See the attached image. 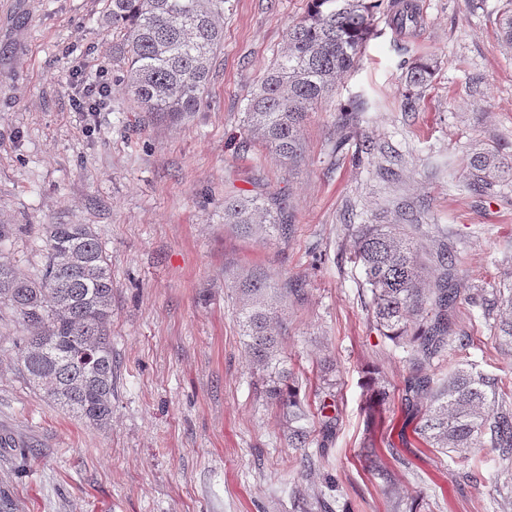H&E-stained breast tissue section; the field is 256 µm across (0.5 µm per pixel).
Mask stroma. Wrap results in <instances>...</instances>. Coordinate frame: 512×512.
<instances>
[{
  "label": "stroma",
  "mask_w": 512,
  "mask_h": 512,
  "mask_svg": "<svg viewBox=\"0 0 512 512\" xmlns=\"http://www.w3.org/2000/svg\"><path fill=\"white\" fill-rule=\"evenodd\" d=\"M415 2L420 27L398 33L376 19L379 37L311 112L289 168L250 130L245 107L307 0H230L203 103L173 123L145 121L117 81L96 118L73 109L74 69L91 79L112 66L106 0H0V225L11 230L0 259L38 278L43 225H94L112 264L117 367L112 422L100 430L29 385L27 330L0 310V484L22 512H295L299 488L319 497L314 512H512L494 461L476 478L469 459L419 442L401 401L406 354L370 321L349 260L358 225L396 223L410 207L424 257L442 236L453 242L460 287L512 281V181L481 194L467 186L474 150L512 156L502 0ZM422 56L438 69L410 106L405 61ZM356 103L359 121L345 125L340 111ZM368 141L392 146L397 162L358 159ZM260 191L285 197L288 237L262 241L225 223V197ZM254 274L301 289L280 305L279 340L310 411L323 381L338 383V429L311 445L300 483L240 327L238 290ZM455 323L473 339L464 359L512 387V353L496 349L481 309L460 303ZM372 376L392 398L370 428Z\"/></svg>",
  "instance_id": "stroma-1"
}]
</instances>
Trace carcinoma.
I'll list each match as a JSON object with an SVG mask.
<instances>
[{"instance_id": "obj_1", "label": "carcinoma", "mask_w": 512, "mask_h": 512, "mask_svg": "<svg viewBox=\"0 0 512 512\" xmlns=\"http://www.w3.org/2000/svg\"><path fill=\"white\" fill-rule=\"evenodd\" d=\"M307 15L289 27L284 50L267 69L249 100L246 121L262 145L286 166L302 153V127L318 104L336 88V80L354 68L376 32L375 15L386 12L394 29L420 23L410 0H308ZM227 0H110L112 63L119 79L147 118L178 120L200 107L213 62L221 48ZM501 40L512 48V0L496 18ZM435 65L416 59L407 70V99L430 85ZM512 177V160L493 148L472 153L468 186L475 191ZM224 223L262 240L288 237L292 218L279 193L224 199ZM405 217L397 224H361L349 259L362 271L370 293L369 314L380 335L407 349L410 372L402 401L421 405L415 434L438 454L469 457L483 448L498 464L512 469V389L498 379L453 360L470 339L456 336L455 310L461 300L458 268L448 245L439 244L429 275ZM47 261L41 278L23 279L0 261V306L10 308L28 330L20 362L29 381L75 417L98 428L112 421L116 384L112 361V272L108 254L91 224H48L44 228ZM300 289L271 286L250 278L240 289V319L252 367L273 386L267 394L288 419L292 473L311 467L305 453L316 437L329 439L338 416L319 407L318 430L304 425L307 411L293 372L281 366L275 317L279 300ZM466 299L479 304L498 348L512 350V282L499 288H474ZM390 398L383 386L367 393V418ZM11 490L0 486V512H19Z\"/></svg>"}]
</instances>
